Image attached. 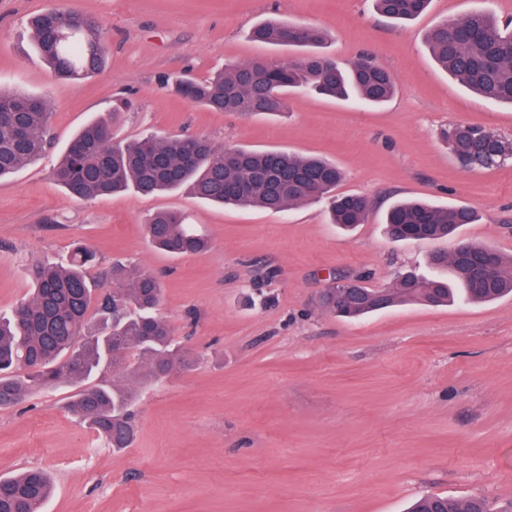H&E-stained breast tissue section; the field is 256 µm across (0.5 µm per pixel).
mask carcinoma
Instances as JSON below:
<instances>
[{"label":"carcinoma","instance_id":"cac0c4a2","mask_svg":"<svg viewBox=\"0 0 512 512\" xmlns=\"http://www.w3.org/2000/svg\"><path fill=\"white\" fill-rule=\"evenodd\" d=\"M377 13L396 22L418 18L431 0H373ZM30 20L37 52L55 74L78 81L105 66L101 38L103 23L83 16L80 25L51 33L49 14ZM258 42L300 51L290 60L238 63L199 81L177 76L166 82L193 105L212 112H238L274 117L288 111V94L309 89L319 95L354 96L381 105L395 93L391 74L360 57L341 68L323 54V30L291 22L266 21L256 25ZM425 44L435 61L468 89L492 103L512 105V19L501 20L483 10L433 26ZM49 102L24 92L0 89V178L39 159L51 146ZM450 152L472 168L512 165V136L477 126L454 124L442 131ZM54 176L73 197L91 201L132 189L154 195L186 187L200 200L221 206H256L284 211L293 204L329 200L334 224L352 228L366 222L370 204L359 195H337L342 171L336 164L286 151L247 148L225 150L206 138L150 134L127 144L114 142L112 118L87 122L62 153ZM478 220L470 206L437 207L420 201L395 204L387 213L389 235L397 240L450 238ZM152 245L173 255L201 253L209 240L172 211L155 214L146 224ZM94 254L76 247L64 263L36 267L33 292L9 317L0 316V407L14 406L30 393L60 381L81 382L101 365L116 367L126 354L139 353L155 380L193 360L174 344L167 323L156 315L162 288L152 272L138 264L112 266L110 283L91 281L87 269ZM434 268L446 270L431 277L401 275L379 301L323 305L331 314L361 318L410 301L444 304L460 287L469 302H488L512 293V256L466 243L465 256L438 252ZM100 295H95V292ZM99 297L100 327L89 330L88 314ZM133 393L123 387L92 385L80 389L72 410L117 450L134 438L130 412ZM51 494L48 477L26 470L0 478V512H40ZM512 512V505L495 510L481 495L454 499L432 494L415 500L409 512Z\"/></svg>","mask_w":512,"mask_h":512}]
</instances>
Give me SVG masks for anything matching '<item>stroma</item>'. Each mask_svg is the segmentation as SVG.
<instances>
[{
	"mask_svg": "<svg viewBox=\"0 0 512 512\" xmlns=\"http://www.w3.org/2000/svg\"><path fill=\"white\" fill-rule=\"evenodd\" d=\"M50 8L103 22L102 72L68 82L45 65L27 22ZM476 8L512 17V0H432L401 25L372 0H0V88L46 98L54 134L39 160L0 180V313L29 298L32 268L80 242L96 255L92 279L117 261L155 273L158 314L195 358L154 380L133 352L93 376L135 395L123 450L70 410L75 385L0 409V477L47 472L46 512H406L431 493L512 499V294L361 320L317 302L336 275L377 290L407 271L433 275L432 255L454 243L390 239L384 215L405 199L475 208L460 238L512 256V166L461 168L441 139L451 124L512 135V106L474 94L424 44L438 21ZM265 20L325 29V53L343 65L368 57L393 75L395 96L372 107L295 92L287 113L266 118L210 112L164 87L292 58L251 39ZM112 114L124 143L158 132L327 158L344 172L337 193L365 196L369 218L346 232L323 201L220 208L184 189L74 199L53 169L74 133ZM160 211L180 213L210 248L154 249L144 224Z\"/></svg>",
	"mask_w": 512,
	"mask_h": 512,
	"instance_id": "35a3bbf8",
	"label": "stroma"
}]
</instances>
